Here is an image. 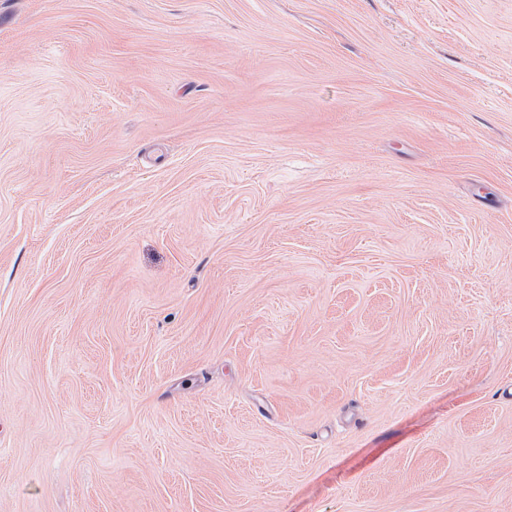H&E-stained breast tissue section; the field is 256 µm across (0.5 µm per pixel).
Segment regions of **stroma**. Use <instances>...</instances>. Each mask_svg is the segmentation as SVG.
Instances as JSON below:
<instances>
[{
    "mask_svg": "<svg viewBox=\"0 0 512 512\" xmlns=\"http://www.w3.org/2000/svg\"><path fill=\"white\" fill-rule=\"evenodd\" d=\"M0 512H512V0H0Z\"/></svg>",
    "mask_w": 512,
    "mask_h": 512,
    "instance_id": "35a3bbf8",
    "label": "stroma"
}]
</instances>
